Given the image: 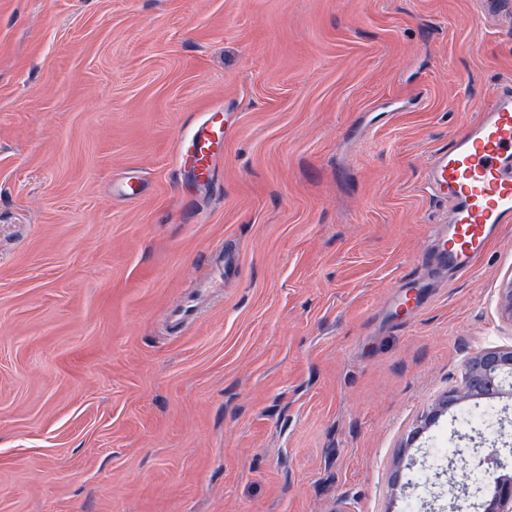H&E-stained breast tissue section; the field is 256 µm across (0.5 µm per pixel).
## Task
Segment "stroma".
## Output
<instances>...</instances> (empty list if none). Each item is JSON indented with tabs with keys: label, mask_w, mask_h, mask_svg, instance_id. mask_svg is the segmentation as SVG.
<instances>
[{
	"label": "stroma",
	"mask_w": 512,
	"mask_h": 512,
	"mask_svg": "<svg viewBox=\"0 0 512 512\" xmlns=\"http://www.w3.org/2000/svg\"><path fill=\"white\" fill-rule=\"evenodd\" d=\"M509 82L512 0H0V512H449L512 224L434 269L422 181ZM224 117L221 112H209L192 132L191 143L182 154V161L193 177L206 184L215 167L217 152L224 145Z\"/></svg>",
	"instance_id": "35a3bbf8"
}]
</instances>
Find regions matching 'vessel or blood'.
I'll return each mask as SVG.
<instances>
[{"label":"vessel or blood","instance_id":"1","mask_svg":"<svg viewBox=\"0 0 512 512\" xmlns=\"http://www.w3.org/2000/svg\"><path fill=\"white\" fill-rule=\"evenodd\" d=\"M222 113H207L192 132L182 161L194 178L208 183L224 142ZM434 196L448 201V218L433 225L432 251L440 263L462 274L512 223V86L495 93L475 122L436 150L425 175Z\"/></svg>","mask_w":512,"mask_h":512}]
</instances>
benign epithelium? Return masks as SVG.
I'll list each match as a JSON object with an SVG mask.
<instances>
[{
	"instance_id": "1",
	"label": "benign epithelium",
	"mask_w": 512,
	"mask_h": 512,
	"mask_svg": "<svg viewBox=\"0 0 512 512\" xmlns=\"http://www.w3.org/2000/svg\"><path fill=\"white\" fill-rule=\"evenodd\" d=\"M512 396V349H486L476 353L464 366V385L460 392L448 393L442 405L452 406L467 398L495 396L502 393ZM512 435L501 431L484 448H460L454 460L488 473L484 485L470 488L468 484L452 485L448 494L452 500V510L458 512L461 500L471 502V507L483 512H512V483H500L497 473L508 465L512 457ZM497 488V493L488 503L481 502L484 492Z\"/></svg>"
}]
</instances>
